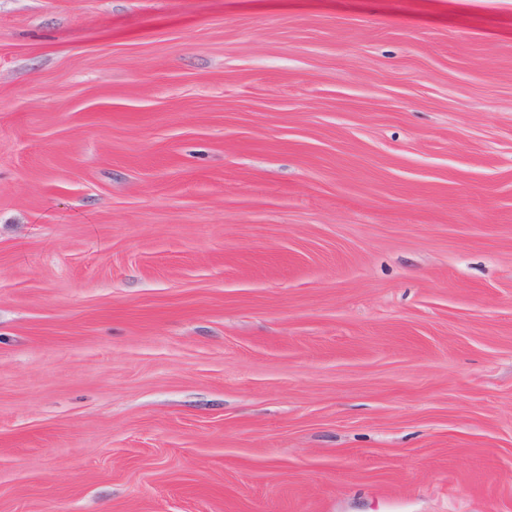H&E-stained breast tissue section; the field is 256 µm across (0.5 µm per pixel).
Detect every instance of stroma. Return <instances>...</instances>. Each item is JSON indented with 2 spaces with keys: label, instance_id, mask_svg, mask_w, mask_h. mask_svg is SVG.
Wrapping results in <instances>:
<instances>
[{
  "label": "stroma",
  "instance_id": "1",
  "mask_svg": "<svg viewBox=\"0 0 512 512\" xmlns=\"http://www.w3.org/2000/svg\"><path fill=\"white\" fill-rule=\"evenodd\" d=\"M0 0V512H512V0Z\"/></svg>",
  "mask_w": 512,
  "mask_h": 512
}]
</instances>
